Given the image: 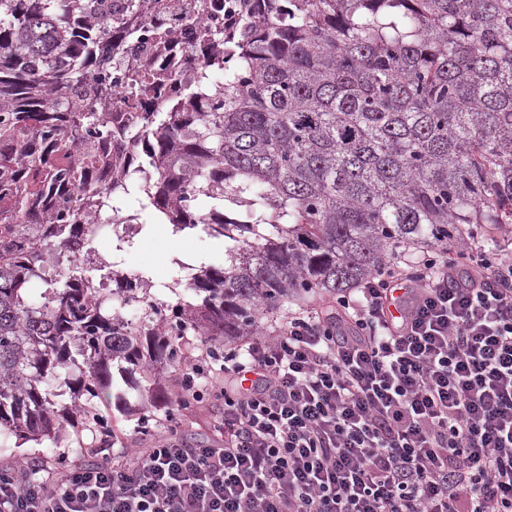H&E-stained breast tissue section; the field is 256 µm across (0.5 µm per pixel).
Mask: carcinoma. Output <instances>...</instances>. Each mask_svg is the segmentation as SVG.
<instances>
[{"label":"carcinoma","mask_w":512,"mask_h":512,"mask_svg":"<svg viewBox=\"0 0 512 512\" xmlns=\"http://www.w3.org/2000/svg\"><path fill=\"white\" fill-rule=\"evenodd\" d=\"M112 2L0 0V438H57L102 397L145 420L169 396L136 373L179 363L178 337L217 351L388 256L446 260L482 225L512 226V0H250L232 34L181 50L196 76L164 108L113 96L96 50L167 13ZM117 109L140 132L123 179L104 164ZM194 188L216 205L188 203ZM134 194L173 233L230 242L221 265L178 262L169 290L184 296L147 298L140 327L94 272L112 295L147 289L93 250L87 223L111 210L123 251L142 229L121 208ZM50 254L73 257L55 278Z\"/></svg>","instance_id":"obj_1"}]
</instances>
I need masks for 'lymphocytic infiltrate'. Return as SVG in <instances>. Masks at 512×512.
Returning a JSON list of instances; mask_svg holds the SVG:
<instances>
[{"label": "lymphocytic infiltrate", "instance_id": "f902f5d3", "mask_svg": "<svg viewBox=\"0 0 512 512\" xmlns=\"http://www.w3.org/2000/svg\"><path fill=\"white\" fill-rule=\"evenodd\" d=\"M465 256L387 258L225 350L216 443L143 426L116 462L0 473V512H512V253Z\"/></svg>", "mask_w": 512, "mask_h": 512}]
</instances>
